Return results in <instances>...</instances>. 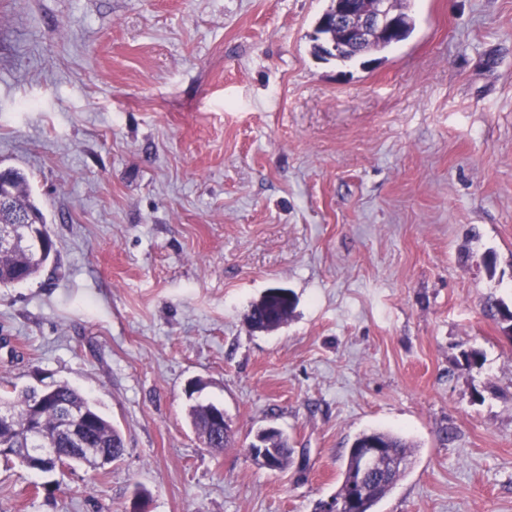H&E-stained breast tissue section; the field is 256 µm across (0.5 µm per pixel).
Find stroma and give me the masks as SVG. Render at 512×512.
<instances>
[{
    "label": "stroma",
    "mask_w": 512,
    "mask_h": 512,
    "mask_svg": "<svg viewBox=\"0 0 512 512\" xmlns=\"http://www.w3.org/2000/svg\"><path fill=\"white\" fill-rule=\"evenodd\" d=\"M329 4L0 0V169L57 247L0 288V397L69 384L126 448L0 458V512H319L370 429L414 447L375 512H512V0H413L345 64L314 54ZM271 287L296 308L252 329ZM214 404L193 405L190 408V417L194 426V430L203 438L207 448L224 449L233 446L234 438L232 431L227 433L224 439L217 441L213 438V424L209 418V408ZM255 438H259L262 443V447L260 448H266L267 454L272 456L275 466L279 471L288 468L292 454L288 436L284 435L280 430L266 432L265 429H263L257 432ZM269 448H272L273 453Z\"/></svg>",
    "instance_id": "stroma-1"
}]
</instances>
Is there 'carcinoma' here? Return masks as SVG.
Here are the masks:
<instances>
[{
  "label": "carcinoma",
  "instance_id": "carcinoma-1",
  "mask_svg": "<svg viewBox=\"0 0 512 512\" xmlns=\"http://www.w3.org/2000/svg\"><path fill=\"white\" fill-rule=\"evenodd\" d=\"M314 41H316L314 50L317 57L342 62L352 61L369 53L383 52L394 45L392 41H384L376 37L365 41L357 49L335 52L331 49V45L336 42V30L320 22L315 28ZM22 221H29L35 225L34 231L42 239L43 253L28 252L22 247L0 250V288L36 278L56 254L55 242L47 231L44 214L32 199L28 177L16 169H9L4 182L0 184V224H17ZM295 305V298L288 290L271 288L258 302L251 305L248 322L254 329H275L288 321ZM69 407L85 411L87 422L83 438L89 446L110 448L115 458L122 457L125 447L120 432L94 404L66 383L56 385L38 404L35 403V393L32 391L22 394L15 401L0 399V409L12 411L21 422L33 413L37 416L39 425L49 433L57 429L62 413ZM209 408L208 404L191 406L190 417L194 430L203 438L208 448L220 450L233 446L234 438L230 432L225 437L214 440ZM256 437L261 441L262 447L272 449L271 456L276 468L280 471L287 469L292 454L288 436L279 430L273 432L260 430ZM368 441H375L385 448L388 463L386 468L380 469L384 477L371 481L372 488L361 501V512H374L377 503L404 476L406 468L394 469L391 463L397 459L407 462L413 454L412 445L397 434L380 430L360 433L351 443L342 472V482L333 499L339 500L348 496L351 485L360 472L361 460L355 453V448Z\"/></svg>",
  "mask_w": 512,
  "mask_h": 512
}]
</instances>
